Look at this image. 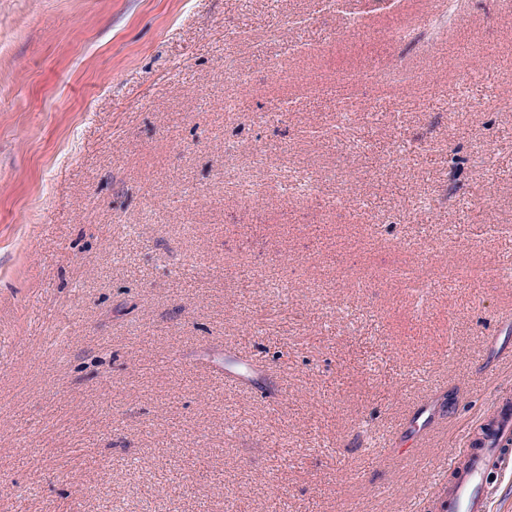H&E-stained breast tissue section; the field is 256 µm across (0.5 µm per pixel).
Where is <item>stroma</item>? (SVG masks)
Here are the masks:
<instances>
[{"mask_svg": "<svg viewBox=\"0 0 512 512\" xmlns=\"http://www.w3.org/2000/svg\"><path fill=\"white\" fill-rule=\"evenodd\" d=\"M506 97L512 0H0V512H441L512 404Z\"/></svg>", "mask_w": 512, "mask_h": 512, "instance_id": "stroma-1", "label": "stroma"}]
</instances>
